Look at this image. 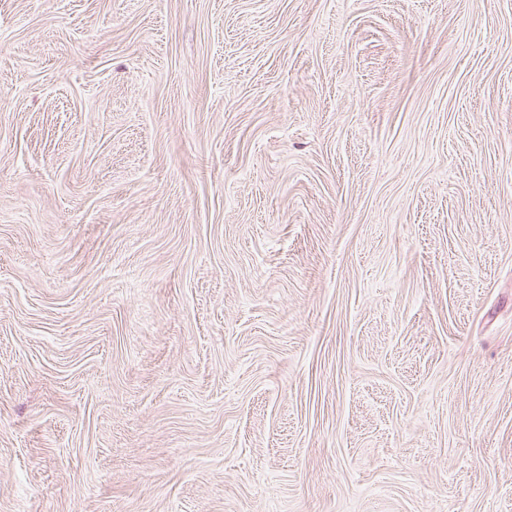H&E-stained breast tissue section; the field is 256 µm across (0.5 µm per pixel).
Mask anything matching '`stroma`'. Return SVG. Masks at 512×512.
I'll return each mask as SVG.
<instances>
[{
    "label": "stroma",
    "instance_id": "1",
    "mask_svg": "<svg viewBox=\"0 0 512 512\" xmlns=\"http://www.w3.org/2000/svg\"><path fill=\"white\" fill-rule=\"evenodd\" d=\"M0 512H512V0H0Z\"/></svg>",
    "mask_w": 512,
    "mask_h": 512
}]
</instances>
